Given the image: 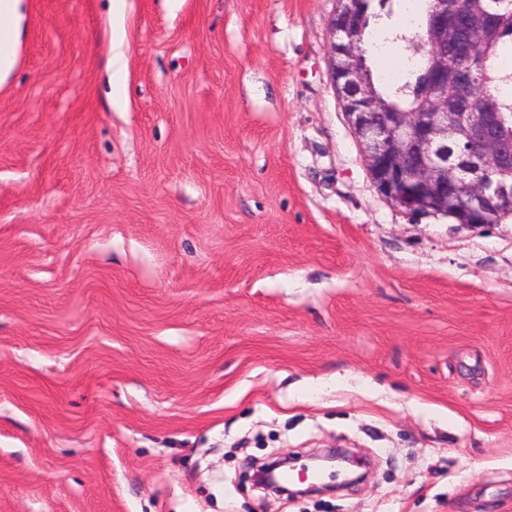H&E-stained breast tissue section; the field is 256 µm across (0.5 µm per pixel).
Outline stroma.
I'll return each mask as SVG.
<instances>
[{"instance_id":"obj_1","label":"stroma","mask_w":512,"mask_h":512,"mask_svg":"<svg viewBox=\"0 0 512 512\" xmlns=\"http://www.w3.org/2000/svg\"><path fill=\"white\" fill-rule=\"evenodd\" d=\"M111 4L19 0L0 76V512H512V219L378 194L336 0ZM318 461L315 464L316 469L325 471L327 469L336 468V474L342 473L344 475V464H357L353 455L343 450L329 451L328 453L314 458ZM291 457L285 455L275 461L266 464L264 467L257 470L256 482L259 486L264 488H274L276 490H283L284 487L280 485L277 478V471H288L290 468Z\"/></svg>"}]
</instances>
